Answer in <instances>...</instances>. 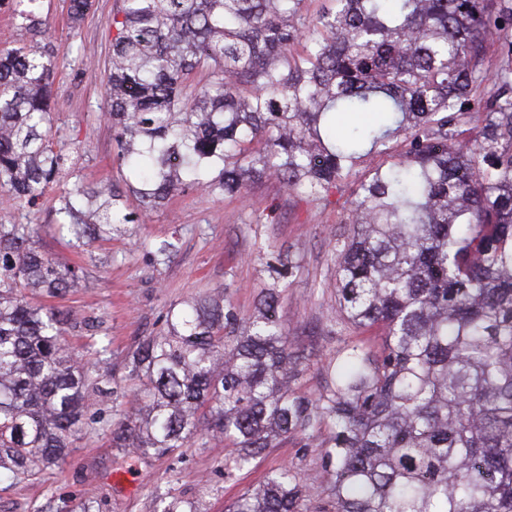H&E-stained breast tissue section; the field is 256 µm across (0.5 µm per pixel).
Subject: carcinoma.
Masks as SVG:
<instances>
[{"instance_id": "1", "label": "carcinoma", "mask_w": 512, "mask_h": 512, "mask_svg": "<svg viewBox=\"0 0 512 512\" xmlns=\"http://www.w3.org/2000/svg\"><path fill=\"white\" fill-rule=\"evenodd\" d=\"M122 0L112 16L105 116L128 190L156 211L189 190L244 198L275 179L330 203L354 186L336 263L333 324L361 335L295 392L280 300L295 257L255 237L267 281L242 317L220 292L166 314L132 351L138 407L86 420L89 368L67 331H100L28 293L62 298L84 268L40 252L41 224L0 223V470L33 479L69 440L104 431L147 457L219 436L243 470L290 437L326 480L284 465L227 512H512V0ZM92 0H69L78 26ZM0 49V188L33 209L64 184L51 228L107 243L138 217L118 187L84 185L54 148L59 49L37 9ZM206 83L191 87L197 72ZM339 112L371 120L341 131ZM380 163L358 170L368 156ZM328 437L316 442L323 430Z\"/></svg>"}]
</instances>
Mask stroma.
Masks as SVG:
<instances>
[{"label":"stroma","mask_w":512,"mask_h":512,"mask_svg":"<svg viewBox=\"0 0 512 512\" xmlns=\"http://www.w3.org/2000/svg\"><path fill=\"white\" fill-rule=\"evenodd\" d=\"M121 0H93L79 28H71L66 0H40L48 13L55 45H85L83 62L76 55L61 61L54 86L57 145L80 148L81 175L91 186L111 185L127 172L114 159L112 131L104 112L101 80L112 52V15ZM61 186L47 189L37 208L16 209L0 202V223L38 224L37 248L83 265L85 286L73 289L55 304L74 314L100 316L110 340L107 363L91 365L92 377L109 375L124 409H133L136 382L124 367L127 354L147 336L165 328L171 306L221 289L227 290L240 315L253 311L263 284L259 266L250 258L255 236L270 238L281 249L302 258L305 270L280 303L288 343L303 350L304 370L294 383L297 392L313 395L321 383L324 358L351 340L350 331L324 332L336 312L335 262L330 243L343 215L349 189L332 194L329 206L298 203L278 184L253 185L247 199L224 198L206 190L173 197L144 223L130 225L105 249L86 251L58 240L46 225L59 205ZM277 205L278 221L256 223V215ZM177 239L169 262L158 264L151 252L165 240ZM234 450L222 439H209L162 456L138 457L113 447L108 434L71 439L63 461L32 480L0 481V512H76L82 499H92L100 512H155L156 495L193 499L200 512H226L231 501L259 488L283 463H292L304 481L320 482L323 465L316 449L293 438L267 449L251 468L225 474L224 460Z\"/></svg>","instance_id":"stroma-1"}]
</instances>
